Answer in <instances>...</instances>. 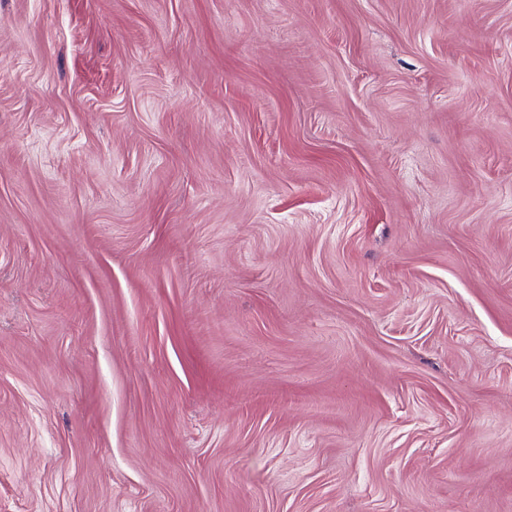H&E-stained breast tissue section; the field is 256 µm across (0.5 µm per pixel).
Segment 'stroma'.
I'll list each match as a JSON object with an SVG mask.
<instances>
[{
    "mask_svg": "<svg viewBox=\"0 0 512 512\" xmlns=\"http://www.w3.org/2000/svg\"><path fill=\"white\" fill-rule=\"evenodd\" d=\"M0 512H512V0H0Z\"/></svg>",
    "mask_w": 512,
    "mask_h": 512,
    "instance_id": "1",
    "label": "stroma"
}]
</instances>
